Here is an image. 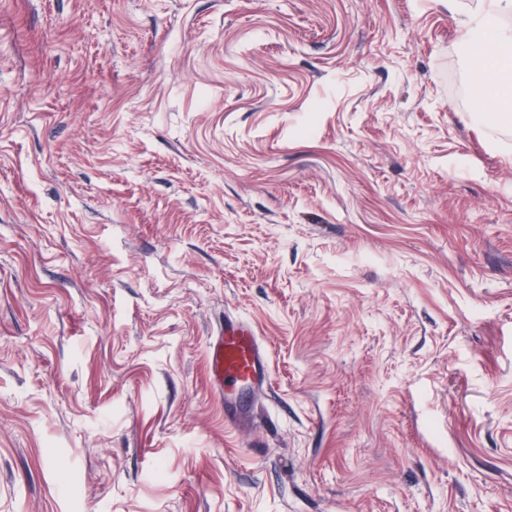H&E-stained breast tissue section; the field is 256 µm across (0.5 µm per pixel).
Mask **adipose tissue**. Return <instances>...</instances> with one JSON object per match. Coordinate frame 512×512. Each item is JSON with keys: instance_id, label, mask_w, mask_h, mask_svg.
<instances>
[{"instance_id": "obj_1", "label": "adipose tissue", "mask_w": 512, "mask_h": 512, "mask_svg": "<svg viewBox=\"0 0 512 512\" xmlns=\"http://www.w3.org/2000/svg\"><path fill=\"white\" fill-rule=\"evenodd\" d=\"M511 11L512 0H482L466 19V36L460 44L462 54L470 57L473 67L484 74L487 87L504 113L512 111V87L499 82L494 63L512 56V31L497 28L494 20Z\"/></svg>"}]
</instances>
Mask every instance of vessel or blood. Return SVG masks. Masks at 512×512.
I'll use <instances>...</instances> for the list:
<instances>
[{"label": "vessel or blood", "mask_w": 512, "mask_h": 512, "mask_svg": "<svg viewBox=\"0 0 512 512\" xmlns=\"http://www.w3.org/2000/svg\"><path fill=\"white\" fill-rule=\"evenodd\" d=\"M268 348L236 317L226 316L224 327L209 344V369L218 389H248L264 381Z\"/></svg>", "instance_id": "b4317fda"}]
</instances>
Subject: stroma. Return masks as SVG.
<instances>
[{"label": "stroma", "mask_w": 512, "mask_h": 512, "mask_svg": "<svg viewBox=\"0 0 512 512\" xmlns=\"http://www.w3.org/2000/svg\"><path fill=\"white\" fill-rule=\"evenodd\" d=\"M477 4L0 0V512H512ZM268 354L250 326L226 315L224 329L209 344V369L217 391L248 389L264 381Z\"/></svg>", "instance_id": "stroma-1"}]
</instances>
